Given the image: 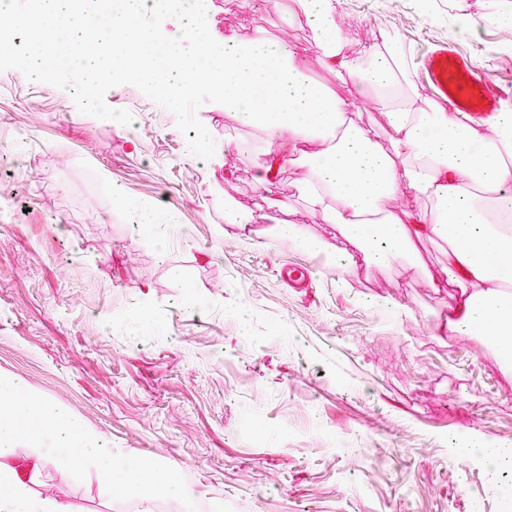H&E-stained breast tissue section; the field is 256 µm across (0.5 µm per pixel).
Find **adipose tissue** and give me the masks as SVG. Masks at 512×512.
Instances as JSON below:
<instances>
[{
    "label": "adipose tissue",
    "instance_id": "1",
    "mask_svg": "<svg viewBox=\"0 0 512 512\" xmlns=\"http://www.w3.org/2000/svg\"><path fill=\"white\" fill-rule=\"evenodd\" d=\"M343 2L301 0L318 37L311 59L287 40L242 43L217 33L208 21L174 35L172 9L164 11L163 24L143 26L132 42L115 25L103 27L106 50L100 53L82 41L90 27L87 14L64 0H35L31 37L66 48L71 63L64 86L88 91L145 71V49L171 43L183 75L180 85L164 87L166 104L180 108L206 87L243 125L263 130L274 159L259 170V187L271 189L276 166L288 158L308 155L312 177L301 195L309 211L340 229L345 243L329 251L337 268L409 259L416 239H445L447 259L426 272L425 283L437 290L458 285L460 295L436 332L511 336L512 234L501 232L489 216H512V112L464 125L435 107L410 108L382 52L372 51L366 63L336 48ZM313 63L372 92L378 112L371 129L358 126L356 101L331 96L308 79ZM382 135L389 148L380 145ZM405 191L433 199L434 211H388L386 200ZM372 226L378 233L370 239L366 231ZM53 473L122 490L137 512H155L162 496L178 501L182 512H195V493L178 468L159 459L147 465L112 447L24 379L0 371V512H75L46 489Z\"/></svg>",
    "mask_w": 512,
    "mask_h": 512
}]
</instances>
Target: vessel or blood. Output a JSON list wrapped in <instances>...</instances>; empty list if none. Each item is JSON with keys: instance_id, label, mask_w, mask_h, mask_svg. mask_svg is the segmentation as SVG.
I'll return each instance as SVG.
<instances>
[{"instance_id": "b4317fda", "label": "vessel or blood", "mask_w": 512, "mask_h": 512, "mask_svg": "<svg viewBox=\"0 0 512 512\" xmlns=\"http://www.w3.org/2000/svg\"><path fill=\"white\" fill-rule=\"evenodd\" d=\"M421 74L428 92L443 108L474 120L497 112L502 101L512 97V91L502 84L478 77L468 58L454 46L427 53Z\"/></svg>"}]
</instances>
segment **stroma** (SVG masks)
<instances>
[{
    "mask_svg": "<svg viewBox=\"0 0 512 512\" xmlns=\"http://www.w3.org/2000/svg\"><path fill=\"white\" fill-rule=\"evenodd\" d=\"M509 12L512 0H436L430 14L415 0H345L341 50L401 57V83L425 101L417 55L433 44L455 42L481 78L512 80V53L488 51L502 40L491 19ZM460 16L471 37H457ZM212 23L316 53L298 0H212ZM110 112L140 123L112 125ZM195 131L232 153L198 162ZM266 149L203 88L182 111L129 80L88 102L0 63V370L113 447L176 464L223 512H512L497 491L512 463L493 473L452 450L469 433L512 443V369L482 336L434 332L458 288H428L424 271L447 242L345 273L275 238L278 222L340 235L300 198L303 156L278 169L272 193L257 187ZM134 205L161 207L165 251L133 236ZM230 205L246 227L227 222ZM295 263L315 267L309 287L282 278ZM48 482L78 512H133L95 483Z\"/></svg>",
    "mask_w": 512,
    "mask_h": 512,
    "instance_id": "35a3bbf8",
    "label": "stroma"
}]
</instances>
